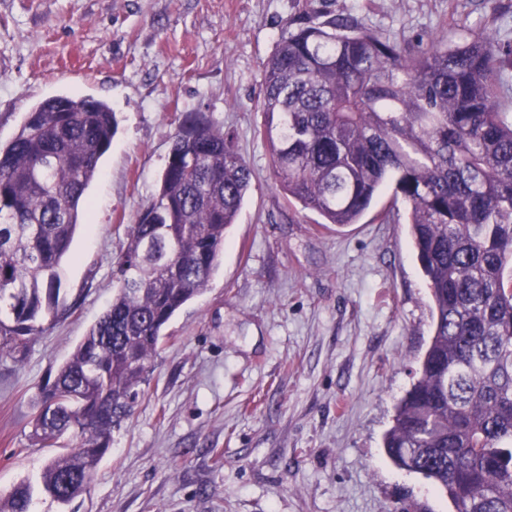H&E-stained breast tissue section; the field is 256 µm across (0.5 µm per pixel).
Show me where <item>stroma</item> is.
I'll list each match as a JSON object with an SVG mask.
<instances>
[{
	"label": "stroma",
	"mask_w": 512,
	"mask_h": 512,
	"mask_svg": "<svg viewBox=\"0 0 512 512\" xmlns=\"http://www.w3.org/2000/svg\"><path fill=\"white\" fill-rule=\"evenodd\" d=\"M292 18H348L413 53L473 25L512 43V0H0V143L54 95L95 97L118 120L63 264L74 310L21 361L0 358L1 494L53 456L31 437L34 401L111 304L128 227L196 112L234 134L250 190L88 491L39 496L36 512H454L383 448L432 333L406 205L385 195L323 227L272 176L262 69Z\"/></svg>",
	"instance_id": "stroma-1"
}]
</instances>
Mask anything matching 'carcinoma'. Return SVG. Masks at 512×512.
Wrapping results in <instances>:
<instances>
[{
    "mask_svg": "<svg viewBox=\"0 0 512 512\" xmlns=\"http://www.w3.org/2000/svg\"><path fill=\"white\" fill-rule=\"evenodd\" d=\"M512 45L478 28L416 55L354 23L282 35L263 68V135L276 183L325 224L359 223L386 190L407 205L412 249L433 302L418 376L384 448L456 512H512V110L498 74ZM178 125L156 196L114 263L120 283L52 384L33 436L50 458L37 484L0 496L34 512V487L67 505L88 488L112 432L148 381L163 329L203 292L251 185L234 135ZM117 130L115 112L60 95L0 145V355L15 357L60 307L61 268L86 191Z\"/></svg>",
    "mask_w": 512,
    "mask_h": 512,
    "instance_id": "cac0c4a2",
    "label": "carcinoma"
}]
</instances>
